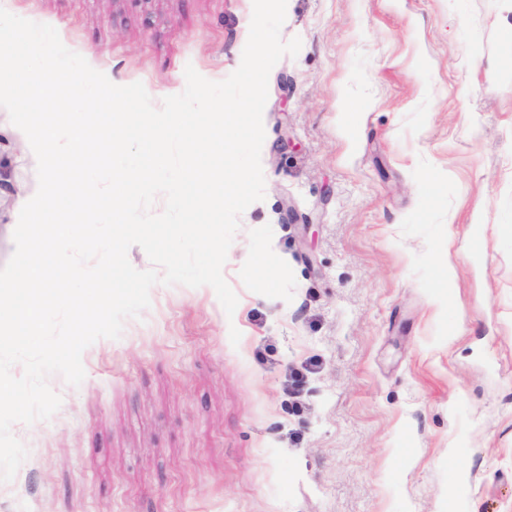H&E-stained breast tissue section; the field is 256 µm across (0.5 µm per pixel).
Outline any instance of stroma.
I'll return each mask as SVG.
<instances>
[{"label":"stroma","instance_id":"35a3bbf8","mask_svg":"<svg viewBox=\"0 0 512 512\" xmlns=\"http://www.w3.org/2000/svg\"><path fill=\"white\" fill-rule=\"evenodd\" d=\"M154 107L240 65L253 0H10ZM264 200L13 424L0 512H512V0H287ZM38 185L0 110V268ZM447 254L453 267L436 263ZM238 329L239 343L229 332Z\"/></svg>","mask_w":512,"mask_h":512}]
</instances>
